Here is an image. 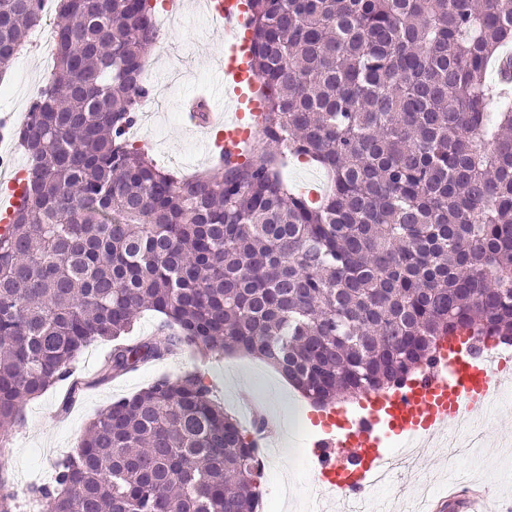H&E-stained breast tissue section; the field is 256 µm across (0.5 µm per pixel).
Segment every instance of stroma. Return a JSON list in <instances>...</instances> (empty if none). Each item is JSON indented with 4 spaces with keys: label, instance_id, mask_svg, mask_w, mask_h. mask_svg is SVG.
I'll return each mask as SVG.
<instances>
[{
    "label": "stroma",
    "instance_id": "stroma-1",
    "mask_svg": "<svg viewBox=\"0 0 512 512\" xmlns=\"http://www.w3.org/2000/svg\"><path fill=\"white\" fill-rule=\"evenodd\" d=\"M222 50V39L214 34L207 16L191 2L174 26L164 32L160 48L150 59L148 82L159 109L140 133L153 141L151 156L170 172L190 175L211 166L202 138L184 125L182 104L211 87ZM53 65V52L45 46L39 30H32L5 76L8 86L0 92V114H12L14 121H21ZM106 352L100 344L86 349L76 364V375L83 379V386L75 390L66 382L27 401L22 421L0 438L15 493V512H41L40 502L28 495L29 484L50 480L54 463L76 447L98 412L160 377L175 378L195 371L205 373L217 402L228 413H235L240 403L250 401L281 420H298L296 431L282 434L280 455L264 472L259 491L262 512H306L314 479V464L306 443L315 431L313 420L318 410L272 367L242 355L206 361L178 355L107 383L93 384ZM65 399L70 406L63 414L59 406ZM481 432L490 447L480 461L471 464L469 487L496 499L501 512H512V482L493 477L503 464L512 465V410L491 411Z\"/></svg>",
    "mask_w": 512,
    "mask_h": 512
}]
</instances>
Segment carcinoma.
Returning <instances> with one entry per match:
<instances>
[{
  "mask_svg": "<svg viewBox=\"0 0 512 512\" xmlns=\"http://www.w3.org/2000/svg\"><path fill=\"white\" fill-rule=\"evenodd\" d=\"M0 0V74L42 21ZM264 141L219 178L126 140L161 36L149 0H57L55 65L13 135L22 203L0 234V431L68 380L178 352L267 362L327 407L402 385L445 338L512 343V105L484 76L512 0H249ZM328 176L317 202L281 169ZM160 318L161 339L134 337ZM251 433L202 375L164 377L89 422L46 512H257ZM15 496L0 467V512ZM286 176L288 178V183L295 188H300L303 183L313 178L318 179L321 182L324 179H327L328 181L327 175L322 169L303 160H295L294 162L289 163L286 170ZM106 352V347L100 344H94L86 349L75 364L77 367L75 378L78 377L84 381L91 380L98 371Z\"/></svg>",
  "mask_w": 512,
  "mask_h": 512,
  "instance_id": "1",
  "label": "carcinoma"
}]
</instances>
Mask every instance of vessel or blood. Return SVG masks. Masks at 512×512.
Listing matches in <instances>:
<instances>
[{"mask_svg": "<svg viewBox=\"0 0 512 512\" xmlns=\"http://www.w3.org/2000/svg\"><path fill=\"white\" fill-rule=\"evenodd\" d=\"M208 17L224 39L220 67L224 81L208 96L185 106V119L205 129L217 160L240 163L262 127L264 100L251 66L247 0H205ZM491 355L460 342L445 345L421 375L390 393L371 394L354 415L324 417L323 434L313 440L315 479L328 497L351 500L371 486L382 468L413 455L417 446L449 424L466 419L480 426L500 379Z\"/></svg>", "mask_w": 512, "mask_h": 512, "instance_id": "1", "label": "vessel or blood"}]
</instances>
